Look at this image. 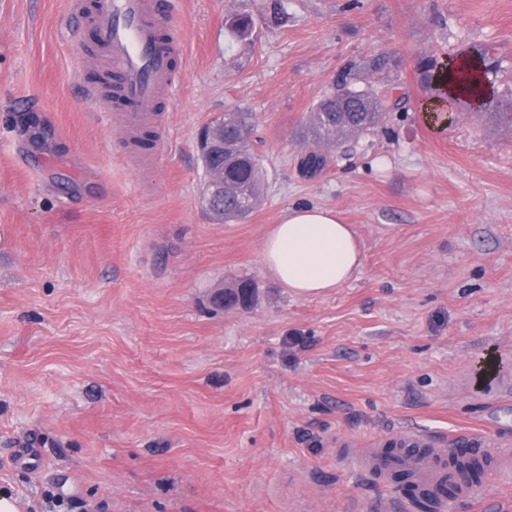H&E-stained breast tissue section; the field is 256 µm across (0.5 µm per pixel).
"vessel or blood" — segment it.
<instances>
[{
    "label": "vessel or blood",
    "mask_w": 512,
    "mask_h": 512,
    "mask_svg": "<svg viewBox=\"0 0 512 512\" xmlns=\"http://www.w3.org/2000/svg\"><path fill=\"white\" fill-rule=\"evenodd\" d=\"M74 18L90 17L116 81L112 91L123 100L119 125L129 138L146 128L157 138L167 134V97L180 82L175 65L185 55V39L173 20L177 0H70ZM400 445L405 467L412 480L426 492L457 481L458 454L455 449L436 445L432 435L414 426L404 427L394 437ZM345 459L363 473L387 480L388 459L381 448H349Z\"/></svg>",
    "instance_id": "1"
}]
</instances>
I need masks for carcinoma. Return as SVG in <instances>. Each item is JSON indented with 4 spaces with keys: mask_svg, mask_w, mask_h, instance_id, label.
Wrapping results in <instances>:
<instances>
[{
    "mask_svg": "<svg viewBox=\"0 0 512 512\" xmlns=\"http://www.w3.org/2000/svg\"><path fill=\"white\" fill-rule=\"evenodd\" d=\"M284 0H259L257 10L242 9L228 14L224 27L239 42L252 40L256 20L263 18L271 22L282 19ZM468 58L477 63V72L470 76L460 74L466 94L457 100H470L481 92L483 86H492L499 78L495 48L485 46ZM396 62L389 56L376 55L359 62L348 61L342 67L330 91L323 94L311 109L304 123L303 134L317 143L339 145L361 135L373 133L383 123L387 114L405 109L408 100L395 97L386 86L367 83L363 88L358 83L365 76L383 74ZM420 82L434 97H444L446 70L428 55L420 58L417 65ZM237 119L224 124V141L239 146L242 158L224 166V207L214 212V220L221 222L240 221L262 201L265 190V169L252 145L254 125L251 114L233 109ZM489 114L499 123L512 125V96H500L490 100ZM329 166L328 157L309 152L300 160L302 171L315 175Z\"/></svg>",
    "mask_w": 512,
    "mask_h": 512,
    "instance_id": "cac0c4a2",
    "label": "carcinoma"
}]
</instances>
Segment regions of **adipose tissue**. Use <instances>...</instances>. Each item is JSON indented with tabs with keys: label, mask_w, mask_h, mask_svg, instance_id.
<instances>
[{
	"label": "adipose tissue",
	"mask_w": 512,
	"mask_h": 512,
	"mask_svg": "<svg viewBox=\"0 0 512 512\" xmlns=\"http://www.w3.org/2000/svg\"><path fill=\"white\" fill-rule=\"evenodd\" d=\"M261 251L268 272L302 298L344 285L363 265L352 225L315 206L289 207L264 237Z\"/></svg>",
	"instance_id": "obj_1"
}]
</instances>
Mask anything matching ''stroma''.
Here are the masks:
<instances>
[{
  "label": "stroma",
  "mask_w": 512,
  "mask_h": 512,
  "mask_svg": "<svg viewBox=\"0 0 512 512\" xmlns=\"http://www.w3.org/2000/svg\"><path fill=\"white\" fill-rule=\"evenodd\" d=\"M245 5L180 0L184 73L142 161L74 82L106 71L89 25L69 39V0H0V488L21 512H351L388 494L417 512L343 449L413 425L512 450V126L423 111L416 72L493 46L512 74V0H285L247 44L224 28ZM377 53L413 108L303 174L306 116ZM237 106L266 191L218 224L195 137ZM300 204L337 212L364 255L314 299L261 254ZM242 282L248 305H214ZM489 353L504 375L481 385ZM471 488L450 512L512 504V469Z\"/></svg>",
  "instance_id": "1"
}]
</instances>
